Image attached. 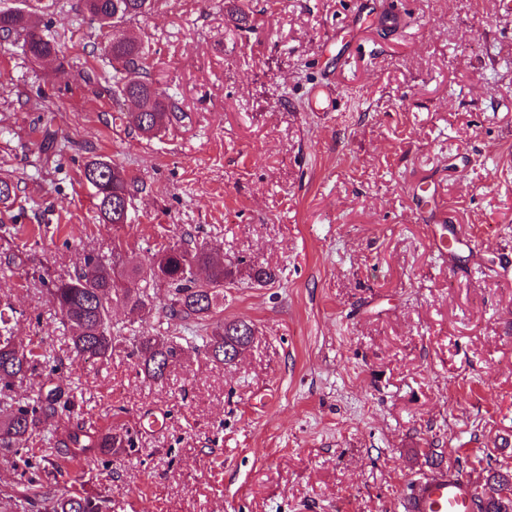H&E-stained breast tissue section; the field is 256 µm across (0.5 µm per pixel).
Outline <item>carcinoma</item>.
<instances>
[{"label":"carcinoma","instance_id":"1","mask_svg":"<svg viewBox=\"0 0 512 512\" xmlns=\"http://www.w3.org/2000/svg\"><path fill=\"white\" fill-rule=\"evenodd\" d=\"M154 0H81L82 10L98 29H106L100 51L112 61L115 72L112 99H132L141 111L139 132L155 137L181 127L187 114L176 111L169 97L153 82L126 81L118 74L129 70L147 71L150 46L124 29V23L147 14ZM21 44L34 59L57 57L55 38L31 20L20 8L0 7V40ZM82 179L95 190L98 219L123 227L128 223L126 208L132 179L126 170L110 160H94L82 171ZM237 270L214 256L204 242L181 237L180 242L152 255L131 268L121 253L112 251V262L94 254L84 257L74 275L53 284L50 297L61 319L72 331L76 353L90 361H104L116 345L127 343L128 356L135 359L145 376L165 378L169 367L180 362L187 349L203 352L214 361L229 364L252 341L254 330L244 320L215 318L217 302L224 294V283L233 282ZM170 288V299L162 311L170 320L194 319L211 328L206 336H116L112 332V305L121 304L132 313L148 314L153 301L147 293L149 283ZM38 346L15 341L10 316L0 309V391L33 375L44 364ZM69 398L55 386L36 396L0 408V456H19L20 441L47 440L56 457L74 468L99 462L106 466L109 457L134 447L131 435L101 438L98 432L82 425L54 430L44 435L43 424L68 408ZM43 512H112V505L100 497L77 492L70 487L57 489L43 499ZM478 512H512V473L495 471L488 490L478 497Z\"/></svg>","mask_w":512,"mask_h":512}]
</instances>
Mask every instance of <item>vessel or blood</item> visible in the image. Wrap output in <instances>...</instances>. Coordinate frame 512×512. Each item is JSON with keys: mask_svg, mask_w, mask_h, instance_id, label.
I'll return each instance as SVG.
<instances>
[{"mask_svg": "<svg viewBox=\"0 0 512 512\" xmlns=\"http://www.w3.org/2000/svg\"><path fill=\"white\" fill-rule=\"evenodd\" d=\"M477 489L464 475L440 468L416 481L401 502L403 512H476Z\"/></svg>", "mask_w": 512, "mask_h": 512, "instance_id": "obj_1", "label": "vessel or blood"}]
</instances>
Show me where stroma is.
Here are the masks:
<instances>
[{
	"label": "stroma",
	"instance_id": "35a3bbf8",
	"mask_svg": "<svg viewBox=\"0 0 512 512\" xmlns=\"http://www.w3.org/2000/svg\"><path fill=\"white\" fill-rule=\"evenodd\" d=\"M56 0L37 12L58 62L0 42V303L18 341L60 364L70 423L131 433L109 466L57 470L31 444L0 456V512L33 483L76 485L112 512H401L441 465L484 487L512 471V10L502 0H157L126 27L183 127L142 138L112 98L98 32ZM394 9L391 31L377 23ZM333 74L337 110L314 111ZM64 142L40 152L43 129ZM120 163L131 224L99 223L80 172ZM438 185L472 247L442 255ZM191 234L240 260L217 314L253 324L225 365L188 354L160 381L125 350L76 358L49 301L83 257L126 263ZM262 266L276 275L259 287ZM123 336H182L163 314L112 312ZM163 427L141 426L146 415Z\"/></svg>",
	"mask_w": 512,
	"mask_h": 512
}]
</instances>
